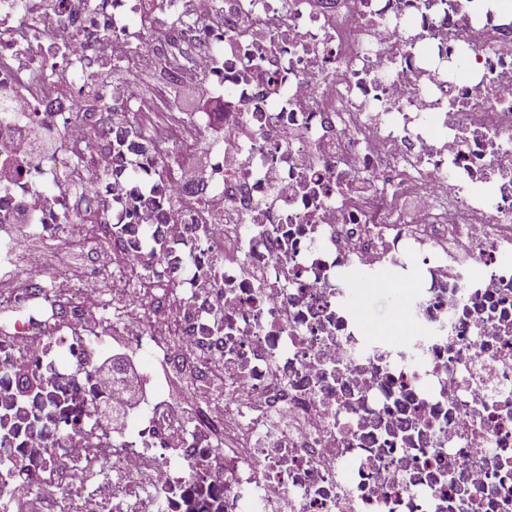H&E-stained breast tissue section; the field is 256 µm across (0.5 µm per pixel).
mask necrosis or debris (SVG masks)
<instances>
[{
  "instance_id": "obj_1",
  "label": "necrosis or debris",
  "mask_w": 512,
  "mask_h": 512,
  "mask_svg": "<svg viewBox=\"0 0 512 512\" xmlns=\"http://www.w3.org/2000/svg\"><path fill=\"white\" fill-rule=\"evenodd\" d=\"M203 2L0 0V512H512V0ZM392 284L403 336L350 300ZM201 85L192 80H183L177 87L178 109L183 112H203L197 117L208 118L217 132L223 130L224 100L212 96L203 97ZM205 114V115H204ZM117 344V348H116V353H113L112 354V351H110V353L108 355H106L105 357H102L99 361H98V369H99V372L101 373V375L108 381H110L111 383L114 381V376H115V369H114V358L116 356H126L128 357V363L124 369V371L121 373V378H120V381H123V377L125 376H128V375H132L136 372L137 370V363L128 355L126 354V352H122V344L120 342H116ZM149 397L146 388L131 390L120 402L115 404L111 402L105 406L101 411V418L111 426L118 424L128 413L132 412L142 401Z\"/></svg>"
}]
</instances>
